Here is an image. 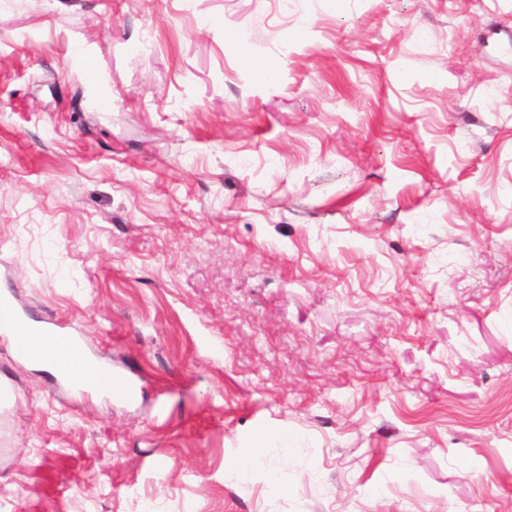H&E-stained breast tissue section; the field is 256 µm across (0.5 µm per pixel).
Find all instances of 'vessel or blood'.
Wrapping results in <instances>:
<instances>
[{
  "mask_svg": "<svg viewBox=\"0 0 512 512\" xmlns=\"http://www.w3.org/2000/svg\"><path fill=\"white\" fill-rule=\"evenodd\" d=\"M0 339L10 343L18 360L50 364L56 380L74 389L130 385L129 380L113 374L110 366L79 352L80 339L68 323L31 319L12 293H0Z\"/></svg>",
  "mask_w": 512,
  "mask_h": 512,
  "instance_id": "obj_1",
  "label": "vessel or blood"
}]
</instances>
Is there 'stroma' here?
<instances>
[{"mask_svg": "<svg viewBox=\"0 0 512 512\" xmlns=\"http://www.w3.org/2000/svg\"><path fill=\"white\" fill-rule=\"evenodd\" d=\"M8 288L0 512H512V0H0ZM70 329L65 322L31 319L12 289L0 293V338L10 343L18 360L49 363L58 382L77 390L112 384L119 389L132 387L129 380L112 373V366L79 354L80 336Z\"/></svg>", "mask_w": 512, "mask_h": 512, "instance_id": "obj_1", "label": "stroma"}]
</instances>
